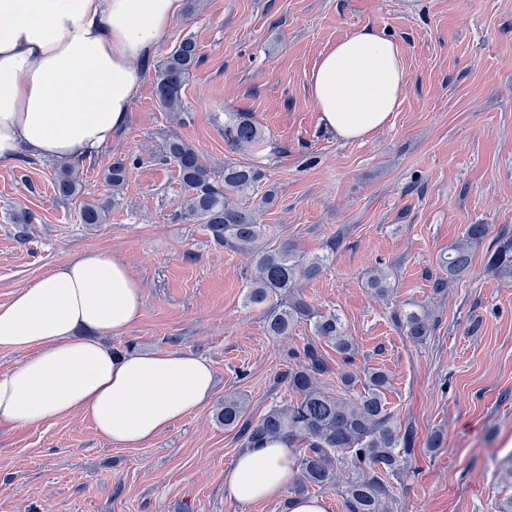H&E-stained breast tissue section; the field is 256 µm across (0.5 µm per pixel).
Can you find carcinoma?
Returning a JSON list of instances; mask_svg holds the SVG:
<instances>
[{"instance_id": "obj_1", "label": "carcinoma", "mask_w": 512, "mask_h": 512, "mask_svg": "<svg viewBox=\"0 0 512 512\" xmlns=\"http://www.w3.org/2000/svg\"><path fill=\"white\" fill-rule=\"evenodd\" d=\"M200 60L199 46L191 36L182 38L156 66L153 93L165 112L183 110V89L190 73ZM224 143L232 151L260 146L263 133L249 112L224 113ZM164 160L173 163L181 186L180 216L206 225L212 242L248 256L253 268L246 301L263 305L267 332L286 336L300 321L312 323L316 340L307 341L295 353L298 365L283 371L279 381L295 399L286 405L272 406L256 423L241 422L244 402L235 396L224 397L216 419L227 429L238 430L246 443L286 440L299 449L296 492L308 487L329 488L335 485L338 468L350 463L362 471V477L348 482L342 490L350 512H384L385 479L402 469L412 451V433L395 426L387 407L385 391L390 377L382 370L358 373L353 368L355 347L342 330L341 319L334 313L315 309L295 292L299 282L316 278L326 258H309L286 241L274 248H260L264 225L258 223L256 211L235 198L247 193L262 179L256 167L224 161L216 170L207 166L200 152L178 136H171L162 146ZM137 159L116 157L107 166L104 178L108 185L124 183L129 167ZM54 187L64 201H80L79 216L83 224H105L109 206L83 199L79 165L59 160L54 165ZM487 224H470L462 240L448 247L440 257L442 275L432 283L434 294L445 293L448 284L467 277L472 265L473 249L488 236ZM489 266L500 276L512 278V233L504 230L496 238ZM366 284L377 295H388L391 288L383 272H370ZM399 328L412 340L422 343L432 335L436 320L426 305L402 310L396 315ZM330 346L344 365L331 367L323 345ZM337 375L340 390L324 387V381ZM363 392L354 393L356 384Z\"/></svg>"}]
</instances>
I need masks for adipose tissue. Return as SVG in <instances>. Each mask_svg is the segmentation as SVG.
<instances>
[{
  "mask_svg": "<svg viewBox=\"0 0 512 512\" xmlns=\"http://www.w3.org/2000/svg\"><path fill=\"white\" fill-rule=\"evenodd\" d=\"M183 0H0V162L90 160L130 119L140 66ZM407 83L400 45L364 25L325 50L309 78L322 126L347 141L390 123ZM140 282L104 250L74 256L0 304V347L28 350L0 373V419L33 427L73 413L119 446L150 442L197 411L208 361L179 351H113L139 319ZM284 441L242 448L224 474L244 502L279 496L294 475Z\"/></svg>",
  "mask_w": 512,
  "mask_h": 512,
  "instance_id": "1",
  "label": "adipose tissue"
}]
</instances>
